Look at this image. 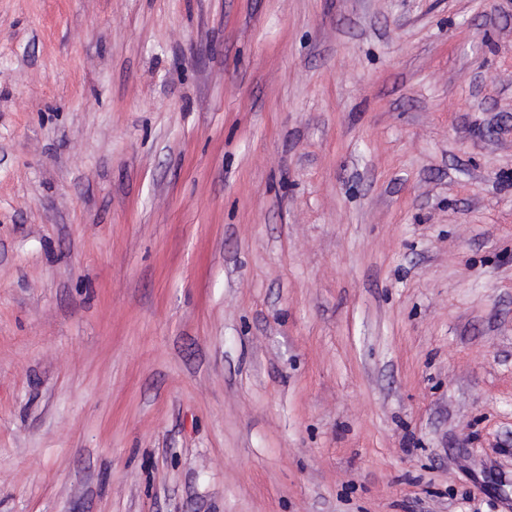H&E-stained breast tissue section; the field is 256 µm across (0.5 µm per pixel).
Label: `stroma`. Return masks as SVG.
Wrapping results in <instances>:
<instances>
[{"label": "stroma", "mask_w": 512, "mask_h": 512, "mask_svg": "<svg viewBox=\"0 0 512 512\" xmlns=\"http://www.w3.org/2000/svg\"><path fill=\"white\" fill-rule=\"evenodd\" d=\"M0 512H512V0H0Z\"/></svg>", "instance_id": "35a3bbf8"}]
</instances>
